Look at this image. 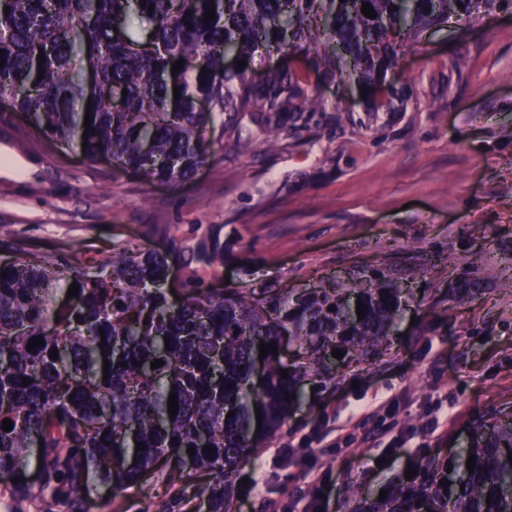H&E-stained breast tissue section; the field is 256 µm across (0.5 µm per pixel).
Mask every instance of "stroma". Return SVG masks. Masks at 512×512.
Instances as JSON below:
<instances>
[{"mask_svg":"<svg viewBox=\"0 0 512 512\" xmlns=\"http://www.w3.org/2000/svg\"><path fill=\"white\" fill-rule=\"evenodd\" d=\"M388 78L412 87L419 111L385 129L297 141L242 129L240 144L173 187L146 183L62 151L20 112H0V254L163 249L220 234L224 264L206 284L253 297L336 281L393 278L413 295L382 348L328 359L305 382L288 424L241 466L230 512H390L429 478L426 465L467 447L483 420L512 423V15L429 30L401 44ZM483 286L454 300L470 278ZM380 397L368 421L398 427L355 448L320 441L351 408ZM438 430H431V423ZM416 474L406 477L407 467ZM319 469L323 488L304 477ZM177 493L160 473L86 512H161Z\"/></svg>","mask_w":512,"mask_h":512,"instance_id":"35a3bbf8","label":"stroma"}]
</instances>
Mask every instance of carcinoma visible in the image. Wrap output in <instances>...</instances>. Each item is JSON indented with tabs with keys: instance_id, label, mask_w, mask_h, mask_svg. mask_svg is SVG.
<instances>
[{
	"instance_id": "1",
	"label": "carcinoma",
	"mask_w": 512,
	"mask_h": 512,
	"mask_svg": "<svg viewBox=\"0 0 512 512\" xmlns=\"http://www.w3.org/2000/svg\"><path fill=\"white\" fill-rule=\"evenodd\" d=\"M364 3L375 18L361 13ZM211 9L215 18L203 21ZM483 10L512 11V0H0L8 33L0 41V100L64 150L108 157L145 182L177 183L212 160L201 137L207 127L227 145L246 124L313 138L326 119L313 75L338 89L366 86L365 112L336 113V127L391 116L414 99L411 87L385 81L397 63L395 41L415 42ZM133 15L136 28L128 24ZM262 52L305 54L310 72L270 71L256 83ZM228 56L245 67L226 66ZM123 89L125 101L113 104L110 94ZM200 98L209 111H198ZM174 262L222 266L224 241L211 235L186 251L171 237L165 251L118 249L77 271L58 254L21 248L0 264V421L13 425L8 432L0 425V473L14 479L11 492L36 488L82 512L96 488L137 485L159 464L180 482L189 460L212 476L200 490L207 512H227L231 475L287 425L305 379L322 377L335 348L346 356L376 352L401 313L403 289L390 279L254 299L191 274L173 301L163 285ZM74 282L79 290L68 300ZM284 336L295 353L287 361L268 353L255 378L259 343L279 350ZM34 337L44 345L26 349ZM156 359L164 365L153 369ZM510 455L512 427L483 420L470 446L448 461L457 475L448 493L435 481L420 492L441 512H512Z\"/></svg>"
}]
</instances>
